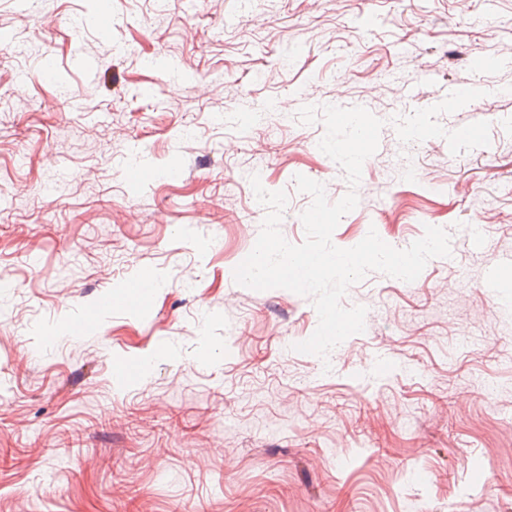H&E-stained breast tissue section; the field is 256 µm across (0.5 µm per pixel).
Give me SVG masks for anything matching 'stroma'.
Returning <instances> with one entry per match:
<instances>
[{"mask_svg":"<svg viewBox=\"0 0 512 512\" xmlns=\"http://www.w3.org/2000/svg\"><path fill=\"white\" fill-rule=\"evenodd\" d=\"M0 32V512H512V0H0ZM334 104L385 122L334 244L451 254L351 285L328 365L311 298L233 271L251 175L293 244L295 175L348 192L296 119ZM481 146L477 130L468 126H459L448 133L449 150H475Z\"/></svg>","mask_w":512,"mask_h":512,"instance_id":"35a3bbf8","label":"stroma"}]
</instances>
